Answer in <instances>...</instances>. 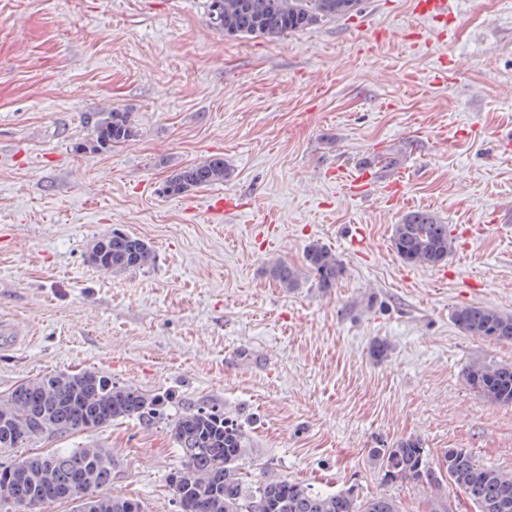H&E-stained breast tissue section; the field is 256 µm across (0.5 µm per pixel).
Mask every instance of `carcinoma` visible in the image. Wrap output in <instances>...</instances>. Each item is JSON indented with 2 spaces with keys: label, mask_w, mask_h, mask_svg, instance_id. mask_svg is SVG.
Masks as SVG:
<instances>
[{
  "label": "carcinoma",
  "mask_w": 512,
  "mask_h": 512,
  "mask_svg": "<svg viewBox=\"0 0 512 512\" xmlns=\"http://www.w3.org/2000/svg\"><path fill=\"white\" fill-rule=\"evenodd\" d=\"M360 0H207V18L227 37L262 36L277 39L289 32L307 30L320 22L358 10ZM138 135L132 115L116 110L100 112L93 137L77 146L96 153L125 143ZM230 177L222 158L177 170L165 181L167 194L180 195L221 183ZM97 258L89 259L98 270L127 272L154 262L148 242L113 231L99 238ZM391 246L410 266L438 267L453 252L448 225L428 211L406 213L393 225ZM307 271L318 287L336 286L344 270L335 253L314 243L305 251ZM281 287H300L302 270L276 260L266 269ZM452 320L468 336L512 341V314L483 305H463ZM467 379L476 392L490 402L512 404V363L475 362ZM169 396L148 394L117 384L94 371L57 372L33 378L0 396V453L25 448L43 438H65L78 432L96 431L124 418L152 424L167 416ZM171 436L184 464L170 482L173 496L185 500L184 512H252L263 502L267 512H400L388 496L361 499L353 488L321 493L286 478L251 483L243 473L244 462L253 455V444L238 418L224 406L203 399L190 403L174 416ZM371 465L388 482L411 481L443 489L456 485L472 502L475 512H512V477L480 465L462 448H450L444 457L447 477L429 478L426 449L421 440L402 439L391 448H372ZM112 456L107 448L82 446L36 453L9 464L0 463V512H25L57 501L54 490L82 487L95 512H144L133 499L104 492L112 484Z\"/></svg>",
  "instance_id": "cac0c4a2"
}]
</instances>
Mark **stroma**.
<instances>
[{
  "label": "stroma",
  "mask_w": 512,
  "mask_h": 512,
  "mask_svg": "<svg viewBox=\"0 0 512 512\" xmlns=\"http://www.w3.org/2000/svg\"><path fill=\"white\" fill-rule=\"evenodd\" d=\"M413 2L362 0L270 41L224 37L206 0H0V392L91 370L173 394L171 415L209 398L244 425L249 478L352 486L401 512H430L429 489L386 481L369 449L416 436L431 465L463 448L512 472V405L465 377L472 360L512 361V341L451 318L462 304L512 313V0H448L444 21ZM112 108L136 140L76 152ZM210 157L230 181L161 193ZM359 167L376 187L351 201L336 172ZM413 210L484 230L457 235L445 265L409 266L390 236ZM115 230L147 240L153 264L91 266ZM313 240L344 266L336 288L267 275L303 266ZM376 340L390 345L380 362ZM64 445L111 449V494L174 512L183 458L164 422ZM267 274L282 288L294 290L300 287L302 270L288 261L276 260L266 269Z\"/></svg>",
  "instance_id": "1"
}]
</instances>
